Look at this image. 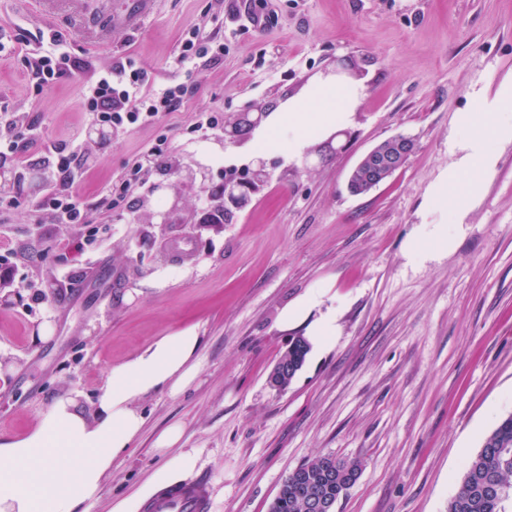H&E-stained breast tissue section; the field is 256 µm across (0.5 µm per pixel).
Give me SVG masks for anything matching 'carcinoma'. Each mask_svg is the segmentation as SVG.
Returning a JSON list of instances; mask_svg holds the SVG:
<instances>
[{"mask_svg":"<svg viewBox=\"0 0 512 512\" xmlns=\"http://www.w3.org/2000/svg\"><path fill=\"white\" fill-rule=\"evenodd\" d=\"M365 165H358L350 179L352 192L370 190L365 181ZM310 350L306 338L290 349L279 363L303 362ZM360 463L322 455L304 463L295 472L314 480L319 493L337 503L353 486ZM299 480L288 475L269 506V512H310L298 493ZM448 512H512V412L483 437L480 450L469 458L455 493L448 501Z\"/></svg>","mask_w":512,"mask_h":512,"instance_id":"obj_1","label":"carcinoma"}]
</instances>
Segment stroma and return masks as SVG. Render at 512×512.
Here are the masks:
<instances>
[{
    "mask_svg": "<svg viewBox=\"0 0 512 512\" xmlns=\"http://www.w3.org/2000/svg\"><path fill=\"white\" fill-rule=\"evenodd\" d=\"M259 9L269 24L242 27ZM195 30L224 54L189 72L174 57ZM53 37L98 67L127 57L151 86L191 92L155 125L90 141L82 76L40 89L28 78L29 53ZM339 73L366 86L339 150L316 139L294 160L266 155L269 179L249 206L207 224L225 171L243 178L253 162L248 137L225 129ZM511 81L512 0H155L139 26L103 40L30 0H0V113L38 112L46 138L81 140L83 194L112 197L96 225L57 224L34 207L53 164L33 149L8 171L18 205L0 209V269L12 271L0 287V435L27 434L62 394L94 414L113 365L191 329L194 380L137 399L141 432L77 512L141 505L140 490L186 451V479L208 480L211 512H268L288 473L319 455L361 464L335 512H448L466 461L512 411V144L465 223H451L432 188L458 157L456 115ZM199 112L219 118L204 138L192 130ZM396 135L415 143L406 163L351 195L356 164ZM158 142L162 164L121 192ZM196 165L208 183L182 184L177 167ZM166 198L179 201L171 223H150ZM306 296L318 305L284 328L283 310ZM321 317L336 323L330 348L307 355L287 389L271 387L289 338ZM173 425L180 441L156 448Z\"/></svg>",
    "mask_w": 512,
    "mask_h": 512,
    "instance_id": "1",
    "label": "stroma"
}]
</instances>
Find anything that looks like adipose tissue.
<instances>
[{
  "label": "adipose tissue",
  "instance_id": "adipose-tissue-1",
  "mask_svg": "<svg viewBox=\"0 0 512 512\" xmlns=\"http://www.w3.org/2000/svg\"><path fill=\"white\" fill-rule=\"evenodd\" d=\"M365 94L357 80H311L262 122L255 155L284 150L300 156L309 140L350 126ZM455 128L460 156L434 198L458 224L493 174L499 147L512 143V84L502 85L490 106L458 113ZM198 345L190 329L161 337L112 367L93 416L74 397L61 396L26 435L0 437V512H75L94 499L113 460L143 427L136 398L164 387L179 392L193 377Z\"/></svg>",
  "mask_w": 512,
  "mask_h": 512
}]
</instances>
